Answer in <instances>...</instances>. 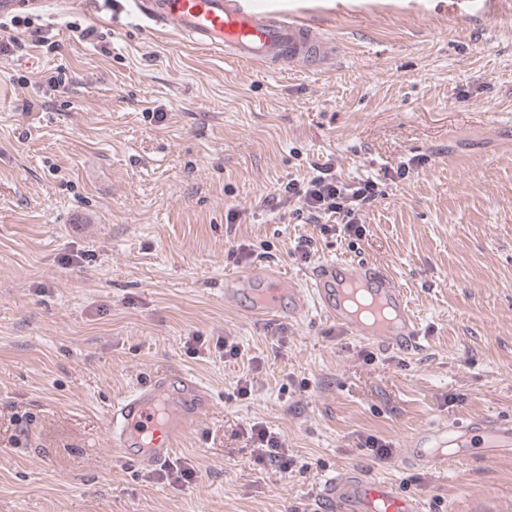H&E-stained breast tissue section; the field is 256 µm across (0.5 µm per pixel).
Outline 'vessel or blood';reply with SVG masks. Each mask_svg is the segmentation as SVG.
Wrapping results in <instances>:
<instances>
[{
	"instance_id": "1",
	"label": "vessel or blood",
	"mask_w": 512,
	"mask_h": 512,
	"mask_svg": "<svg viewBox=\"0 0 512 512\" xmlns=\"http://www.w3.org/2000/svg\"><path fill=\"white\" fill-rule=\"evenodd\" d=\"M449 22H480L512 12V0H449ZM49 0H0V17L19 9L42 12ZM135 16L144 28L200 50L239 62L278 69H317L336 47L328 28L303 10L261 13L246 0H124L113 21ZM265 284L257 310L280 317H300L316 306L337 327L383 350L410 352L421 347L422 329L404 290L382 266L342 258L312 267L305 283L254 268L226 280L224 301L238 305L255 281ZM215 397L193 375L154 374L148 382L113 403L107 414L111 445L138 469L152 472L170 464L182 437L212 410ZM480 439L485 458L512 453V420L493 416L468 425L441 424L419 429L404 443L403 457L419 469L445 463L449 449L465 455ZM318 499L327 512H420L416 499L392 482L351 467L320 485Z\"/></svg>"
}]
</instances>
